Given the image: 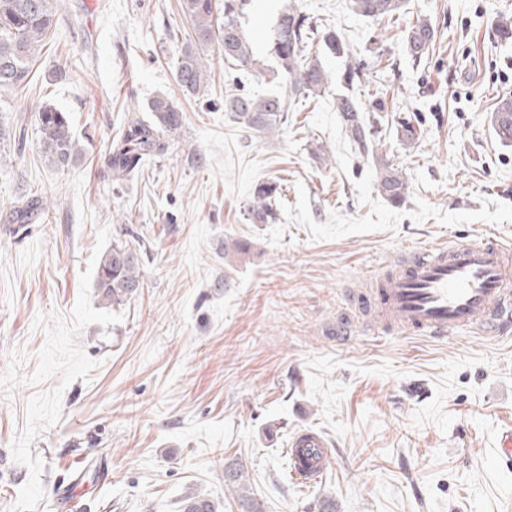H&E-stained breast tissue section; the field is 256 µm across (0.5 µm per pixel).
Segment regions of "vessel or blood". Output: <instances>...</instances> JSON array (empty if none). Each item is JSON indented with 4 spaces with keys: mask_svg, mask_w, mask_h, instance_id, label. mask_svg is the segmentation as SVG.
Wrapping results in <instances>:
<instances>
[{
    "mask_svg": "<svg viewBox=\"0 0 512 512\" xmlns=\"http://www.w3.org/2000/svg\"><path fill=\"white\" fill-rule=\"evenodd\" d=\"M376 292L375 314L405 332L443 337L476 328L500 337L512 331V247L493 238L432 245L408 254ZM291 455L292 475L305 485L332 463L324 439L311 432L295 439Z\"/></svg>",
    "mask_w": 512,
    "mask_h": 512,
    "instance_id": "b4317fda",
    "label": "vessel or blood"
}]
</instances>
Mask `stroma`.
Wrapping results in <instances>:
<instances>
[{
	"instance_id": "stroma-1",
	"label": "stroma",
	"mask_w": 512,
	"mask_h": 512,
	"mask_svg": "<svg viewBox=\"0 0 512 512\" xmlns=\"http://www.w3.org/2000/svg\"><path fill=\"white\" fill-rule=\"evenodd\" d=\"M277 0H248L241 26L266 55ZM30 82L0 97V512H178L198 488L239 512L224 466L245 472L265 512H512V470L490 457L512 426V337L470 329L442 339L355 325L330 336L369 274L458 234L512 245V145L489 122L512 95V0H407L389 20L351 0H295L342 38L321 53L322 96L291 106L260 139L224 110L226 94L272 84L204 55L210 84L183 95L174 62L193 29L180 0H69ZM437 39L421 62L402 38L416 16ZM384 51L383 58L371 47ZM366 61L365 80L345 85ZM384 101L371 155L357 154L336 96ZM168 95L183 112L166 154L118 183L103 156L128 109ZM68 112L83 151L66 170L43 157L34 108ZM421 130L398 137L401 117ZM408 183L403 206L376 190V159ZM280 183L278 219L252 224L255 184ZM47 208L26 224L11 209ZM251 242L224 258V243ZM138 245V294L96 293L112 243ZM322 435L333 463L313 486L287 448Z\"/></svg>"
}]
</instances>
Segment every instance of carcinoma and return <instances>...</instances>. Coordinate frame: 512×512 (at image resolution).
<instances>
[{
    "label": "carcinoma",
    "instance_id": "cac0c4a2",
    "mask_svg": "<svg viewBox=\"0 0 512 512\" xmlns=\"http://www.w3.org/2000/svg\"><path fill=\"white\" fill-rule=\"evenodd\" d=\"M246 0H181L182 12L193 22V40L181 51L175 63L178 87L196 95L208 83L210 72L200 50L212 42L218 44L224 60L246 70L268 75L281 84L278 91L255 96L230 94L224 98V111L233 122L261 137H268L288 123L289 107L294 100L315 97L329 87L330 75L319 55L311 54L314 29L310 18L289 4L277 17L268 55L275 61L271 67L254 56L249 40L239 22ZM64 0H0V94L11 93L28 83L32 62L46 45L56 23V15ZM355 13L373 19H389L403 11L406 0H352ZM437 29L427 18L417 17L405 30L403 50L414 61L421 60L435 42ZM325 52L342 55L345 46L334 30L322 35ZM385 111V103L375 100L364 106L357 98L340 95L336 112L347 135L360 154H367L375 143V123L368 113ZM36 123L43 156L56 169L64 170L81 154L78 139L68 113L46 103L35 108ZM492 128L503 145L512 144V97L499 98L490 115ZM182 124L181 110L166 96L148 103V116L128 114L119 141L110 148L108 166L112 179H127L139 172L145 160L163 156L170 139ZM377 191L394 206L405 202L408 184L394 164L378 158ZM281 198V187L275 182H261L252 192L247 206V220L252 224L275 223ZM43 210V200L29 197L11 211L12 220L25 223ZM143 283L141 252L129 242L118 241L100 259L96 288L108 305L122 306ZM182 512H219V506L201 492L182 498Z\"/></svg>",
    "mask_w": 512,
    "mask_h": 512
}]
</instances>
